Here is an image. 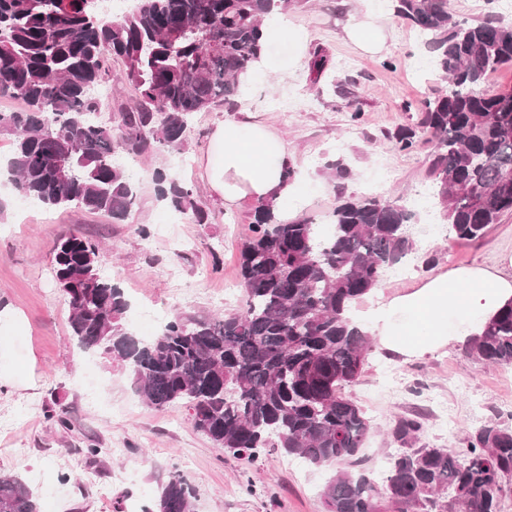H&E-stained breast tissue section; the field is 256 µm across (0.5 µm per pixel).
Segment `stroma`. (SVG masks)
Listing matches in <instances>:
<instances>
[{
    "instance_id": "obj_1",
    "label": "stroma",
    "mask_w": 512,
    "mask_h": 512,
    "mask_svg": "<svg viewBox=\"0 0 512 512\" xmlns=\"http://www.w3.org/2000/svg\"><path fill=\"white\" fill-rule=\"evenodd\" d=\"M370 2L372 23L385 39L380 52L365 51L346 34L359 0H290L289 29L306 34L308 53L327 55L332 70L317 82L305 62L273 74L234 106L193 114L179 148L121 155L137 190L126 220L77 209L24 211L19 193L0 191V309L18 316L17 324L0 323V472L24 479L42 512H147L176 472L194 491V512H325L321 492L334 467L276 449L236 457L193 428L188 404L149 407L125 366L77 347L69 306L54 284L55 246L78 233L100 246V272L127 295L126 324L140 339L156 336L177 313L241 311L238 257L253 207L226 210L201 176L198 160L217 125L260 122L275 129L308 199L302 213L315 223L328 222L341 189L399 196L417 210L409 227L415 249L400 264L404 274L387 272L374 299L412 291L439 273L491 269L512 254V214L483 239L449 235L424 199L432 191V145L425 134L405 151L390 142L398 127H417L423 101L445 84L418 32L395 17L393 0ZM344 58L353 66L342 67ZM108 68L98 118L114 125L120 113L135 109L138 97L119 61ZM282 95L300 101V108L276 110L273 102ZM338 159L350 171L341 183L328 168ZM158 167L196 189L209 223H193L158 200L152 181ZM143 226L148 236L139 235ZM345 392L375 425L361 466L378 480L396 447L388 430L398 418L420 415L425 439L459 454L466 450L465 429L512 418V366L478 364L461 344L408 363L373 349L364 373ZM58 413L67 427L54 422ZM91 446L100 450L93 462L86 454Z\"/></svg>"
}]
</instances>
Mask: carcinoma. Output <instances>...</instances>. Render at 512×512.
Returning <instances> with one entry per match:
<instances>
[{"instance_id":"carcinoma-1","label":"carcinoma","mask_w":512,"mask_h":512,"mask_svg":"<svg viewBox=\"0 0 512 512\" xmlns=\"http://www.w3.org/2000/svg\"><path fill=\"white\" fill-rule=\"evenodd\" d=\"M288 0H139L118 19L97 0H0V97L25 103L0 111L13 137V188L47 208L77 207L123 221L135 203L117 152L177 148L195 112L234 104L240 77L264 50V17ZM394 14L415 29L447 87L425 101L420 125L432 152L433 205L456 238L476 241L512 212V87L487 92V75L512 67V18L457 19L448 0H395ZM138 92L123 131L94 115L92 89L109 59ZM416 132L390 135L407 150ZM159 197L206 224L194 188L162 169ZM414 212L382 197L344 196L323 234L307 218L277 220L258 203L240 248L243 310L224 317L174 315L150 342L124 317V291L100 273L98 244L81 235L56 248L53 277L68 300L70 336L84 351L122 363L154 409L185 402L193 426L216 446L253 458L277 448L310 463L354 465L372 432L370 418L343 389L362 376L372 341L351 318L353 304L413 249ZM476 362L512 366V301L467 345ZM422 424L396 421L402 445L378 485L370 475L336 471L322 491L325 512H500L512 491V427L490 420L465 432L466 455L422 441ZM180 474L162 485L154 512H192ZM0 512H40L28 484L0 473Z\"/></svg>"}]
</instances>
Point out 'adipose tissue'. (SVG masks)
<instances>
[{
	"label": "adipose tissue",
	"mask_w": 512,
	"mask_h": 512,
	"mask_svg": "<svg viewBox=\"0 0 512 512\" xmlns=\"http://www.w3.org/2000/svg\"><path fill=\"white\" fill-rule=\"evenodd\" d=\"M265 44L292 43L291 59L261 54L246 74L253 84L265 71L288 70L306 56V36L289 33L285 18L273 16L263 26ZM291 163L286 141L262 125L233 129L217 126L199 165L210 190L225 207L246 201L274 204L281 222L294 219L302 203L297 185L285 172ZM512 301V256L498 269H464L428 278L419 288L392 297L363 317L364 330L379 336L384 350L403 360L421 359L477 336L484 323Z\"/></svg>",
	"instance_id": "1"
}]
</instances>
